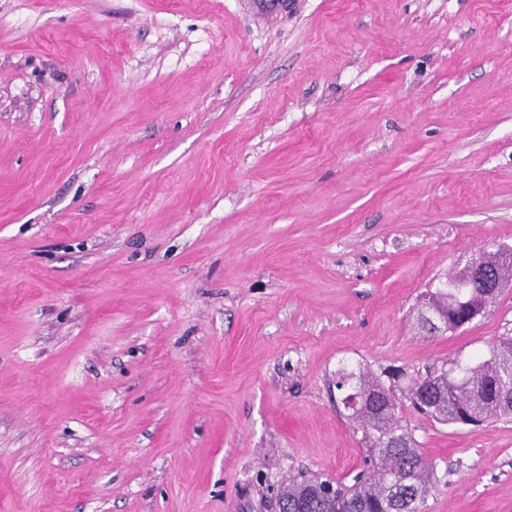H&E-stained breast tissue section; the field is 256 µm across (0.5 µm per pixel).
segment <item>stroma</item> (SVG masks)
Instances as JSON below:
<instances>
[{
    "instance_id": "obj_1",
    "label": "stroma",
    "mask_w": 512,
    "mask_h": 512,
    "mask_svg": "<svg viewBox=\"0 0 512 512\" xmlns=\"http://www.w3.org/2000/svg\"><path fill=\"white\" fill-rule=\"evenodd\" d=\"M512 248V0H0V512H269L367 451L339 369L512 336L418 301ZM424 512H512V420L403 407Z\"/></svg>"
}]
</instances>
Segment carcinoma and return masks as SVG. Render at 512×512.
I'll return each instance as SVG.
<instances>
[{
    "label": "carcinoma",
    "mask_w": 512,
    "mask_h": 512,
    "mask_svg": "<svg viewBox=\"0 0 512 512\" xmlns=\"http://www.w3.org/2000/svg\"><path fill=\"white\" fill-rule=\"evenodd\" d=\"M476 262L491 273L512 270V253L502 249ZM497 295L465 288L453 278L431 294V307L419 314V323L429 332L442 324L433 316L448 311L445 330L463 327L472 308L490 306ZM336 389L348 390L343 405L347 418L361 430L368 447L370 467L342 479L315 476L288 480L279 495L283 512L305 506L309 512H423L429 492L438 482L437 463L428 458L400 410L406 399L418 413L452 426H477L491 418L512 416V337L500 342L489 357H478L458 370L429 373L411 381L404 390L398 381H384L378 374H359L342 369Z\"/></svg>",
    "instance_id": "carcinoma-1"
}]
</instances>
